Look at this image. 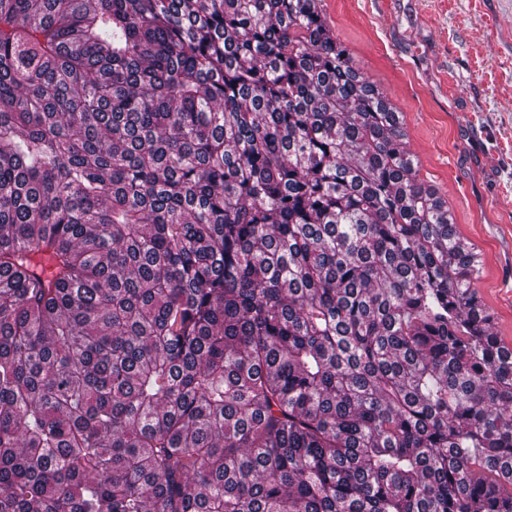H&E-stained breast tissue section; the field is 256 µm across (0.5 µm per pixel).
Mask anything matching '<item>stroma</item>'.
<instances>
[{
	"mask_svg": "<svg viewBox=\"0 0 512 512\" xmlns=\"http://www.w3.org/2000/svg\"><path fill=\"white\" fill-rule=\"evenodd\" d=\"M355 68L404 123L418 178L482 257L476 284L512 348V0H323Z\"/></svg>",
	"mask_w": 512,
	"mask_h": 512,
	"instance_id": "obj_1",
	"label": "stroma"
}]
</instances>
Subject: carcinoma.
Wrapping results in <instances>:
<instances>
[{
	"label": "carcinoma",
	"mask_w": 512,
	"mask_h": 512,
	"mask_svg": "<svg viewBox=\"0 0 512 512\" xmlns=\"http://www.w3.org/2000/svg\"><path fill=\"white\" fill-rule=\"evenodd\" d=\"M406 139L322 0H0V512H512Z\"/></svg>",
	"instance_id": "obj_1"
}]
</instances>
